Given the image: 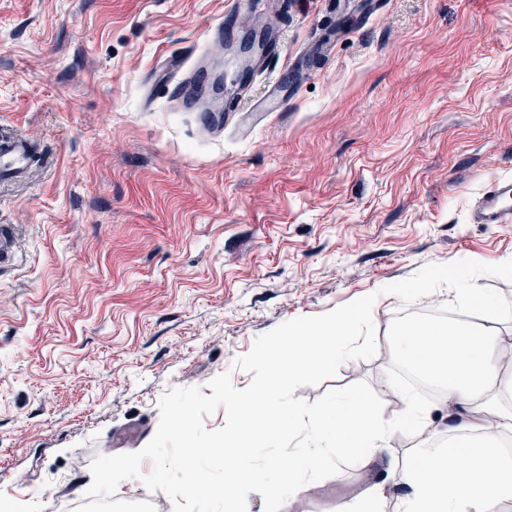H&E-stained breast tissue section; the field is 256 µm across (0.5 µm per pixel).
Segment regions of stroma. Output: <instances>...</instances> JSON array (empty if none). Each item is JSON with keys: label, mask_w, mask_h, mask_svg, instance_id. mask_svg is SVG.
<instances>
[{"label": "stroma", "mask_w": 512, "mask_h": 512, "mask_svg": "<svg viewBox=\"0 0 512 512\" xmlns=\"http://www.w3.org/2000/svg\"><path fill=\"white\" fill-rule=\"evenodd\" d=\"M233 27L280 34L278 57L220 125L153 89L169 58L209 49L230 0H0V143H32L24 175L0 180V494L27 512H221L223 475L195 466L173 502L148 484L228 420L223 382L260 380L257 352L288 325L378 297L356 350L305 376V409L361 393L382 418L401 403L392 339L415 302L395 288L479 259L481 291L512 306L511 224H477L485 183L512 177V0H277ZM283 80L279 112L250 111ZM249 512H280L269 459ZM155 449L116 488L113 458ZM384 470L327 462L304 512H336Z\"/></svg>", "instance_id": "obj_1"}]
</instances>
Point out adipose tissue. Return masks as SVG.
I'll use <instances>...</instances> for the list:
<instances>
[{
	"mask_svg": "<svg viewBox=\"0 0 512 512\" xmlns=\"http://www.w3.org/2000/svg\"><path fill=\"white\" fill-rule=\"evenodd\" d=\"M452 292L458 307L486 309L492 321L409 323L392 346L396 362L440 385L447 426L434 419L433 405L416 403L398 386L392 392L402 410L392 420L381 418L361 394L336 397L312 412L294 399L302 377L354 351L362 330L371 324L376 301L356 300L312 322L287 327L268 341L258 353L269 364L266 377L228 397L229 425L209 445H196L184 414L172 417L168 430L185 446L172 462L183 479L170 485L169 496L196 493L192 469L206 458L223 470L224 512H246L257 480L247 449L264 447L271 436L288 432L302 435V446L270 462L276 476L270 493L286 512H295L329 459L371 468L382 462L390 437L398 432L406 440V462L394 483L393 512H499L512 500V457L501 451L503 439L512 435V364L505 361L512 338L495 325L504 315L502 304L483 294L469 271L454 279ZM443 431L447 447H434Z\"/></svg>",
	"mask_w": 512,
	"mask_h": 512,
	"instance_id": "ef3b65f1",
	"label": "adipose tissue"
}]
</instances>
